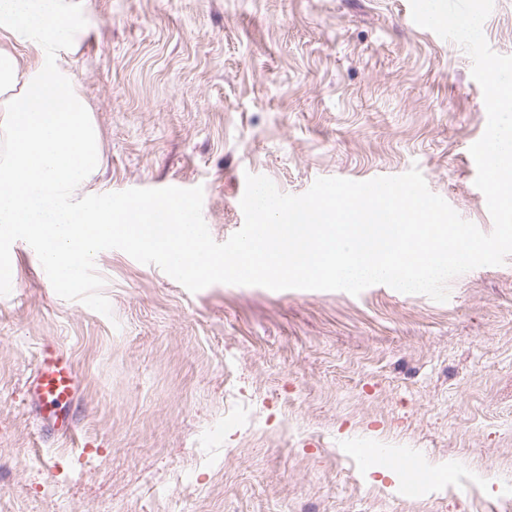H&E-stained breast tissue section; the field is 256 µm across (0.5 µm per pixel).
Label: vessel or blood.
I'll return each mask as SVG.
<instances>
[{"label": "vessel or blood", "instance_id": "1", "mask_svg": "<svg viewBox=\"0 0 512 512\" xmlns=\"http://www.w3.org/2000/svg\"><path fill=\"white\" fill-rule=\"evenodd\" d=\"M79 382V371L70 357L55 344H44L30 382L44 432L65 438L75 435L77 424L68 411L77 397Z\"/></svg>", "mask_w": 512, "mask_h": 512}]
</instances>
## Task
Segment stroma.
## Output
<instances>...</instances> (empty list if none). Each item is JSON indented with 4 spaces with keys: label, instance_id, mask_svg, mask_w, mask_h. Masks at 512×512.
<instances>
[{
    "label": "stroma",
    "instance_id": "obj_1",
    "mask_svg": "<svg viewBox=\"0 0 512 512\" xmlns=\"http://www.w3.org/2000/svg\"><path fill=\"white\" fill-rule=\"evenodd\" d=\"M67 60L102 167L79 196L202 187L225 242L245 176L285 194L320 177L418 167L491 232L469 148L483 92L409 0H82ZM512 55V0L483 25ZM112 314L59 297L11 246L0 296V512H498L512 486V255L437 302L213 284L192 293L123 251L97 254ZM45 341L83 376L74 439L41 437L26 387ZM453 464L408 493L361 451ZM484 483H476L475 475Z\"/></svg>",
    "mask_w": 512,
    "mask_h": 512
}]
</instances>
